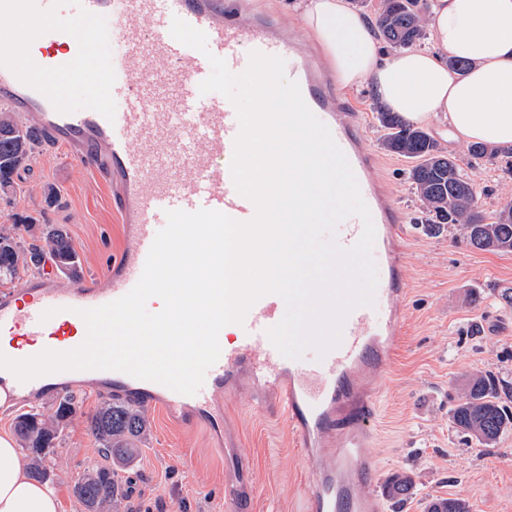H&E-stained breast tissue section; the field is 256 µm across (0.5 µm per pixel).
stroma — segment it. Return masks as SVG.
Here are the masks:
<instances>
[{"mask_svg": "<svg viewBox=\"0 0 512 512\" xmlns=\"http://www.w3.org/2000/svg\"><path fill=\"white\" fill-rule=\"evenodd\" d=\"M340 96L358 113L363 138L381 160L378 171L407 217L404 335L381 383L369 453L380 479L401 471L412 476L415 494L402 512H424L434 496L465 498L471 512H512V430L486 448L458 433L448 415L471 374L492 371L501 384H512V306L501 298L502 289L512 288V252L475 250L457 228L434 234L420 224V202L405 176L412 162L381 150L370 87ZM505 165L502 157L486 159L476 171L485 215L512 204ZM14 182L0 194V226H15L25 244L48 225L63 227L82 278L103 283L108 266L130 245L109 187L48 143L36 148ZM48 184L59 192L52 204L43 195ZM75 399L76 413L60 427L45 462L63 512H86L73 487L103 462L89 421L109 397L89 384ZM247 399L244 391L225 396L218 433L204 426L188 432L178 418L145 409L149 428L140 453L116 474L123 489L118 512H224L228 490L250 497L249 512H303L299 488L308 469L294 435L278 420L250 415Z\"/></svg>", "mask_w": 512, "mask_h": 512, "instance_id": "stroma-1", "label": "stroma"}]
</instances>
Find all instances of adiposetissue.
<instances>
[{
    "instance_id": "ef3b65f1",
    "label": "adipose tissue",
    "mask_w": 512,
    "mask_h": 512,
    "mask_svg": "<svg viewBox=\"0 0 512 512\" xmlns=\"http://www.w3.org/2000/svg\"><path fill=\"white\" fill-rule=\"evenodd\" d=\"M346 89L372 86L415 124H447L462 142L512 147V0H432L424 47L382 51L351 0H293ZM470 63L449 68V58ZM55 489L32 478L15 439L0 433V512H58Z\"/></svg>"
}]
</instances>
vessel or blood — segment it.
<instances>
[{"label": "vessel or blood", "mask_w": 512, "mask_h": 512, "mask_svg": "<svg viewBox=\"0 0 512 512\" xmlns=\"http://www.w3.org/2000/svg\"><path fill=\"white\" fill-rule=\"evenodd\" d=\"M0 17V103L25 114L37 136L62 146L70 160L108 183L111 206L131 241L110 265L105 285L79 281L62 288L46 270L1 294V353L24 359L80 346L87 334L81 310L113 302L136 285L167 211L211 209L240 222L254 217V204L238 193L231 173L240 131L235 108L199 90L212 55L236 74L246 70L254 50L289 58L305 103L349 162L383 261L372 305L351 310L339 345L321 356L291 360L276 350L266 331L282 319L285 304L269 294L243 324L233 325L196 394L100 369L26 382L0 369V388L22 402L94 383L114 400L181 417L187 428L219 429L221 395L235 392L246 378L252 414L284 420L296 437L311 472L301 491L307 512H380L378 466L367 453L378 397L367 382L385 378L402 335L404 216L385 183L372 178L377 159L364 145L361 123L347 112L321 64L293 57L292 41L278 32L275 15L241 0H0ZM176 17L206 33L209 54L171 36ZM102 23L112 30L108 67L84 35ZM136 62L143 63V74H133ZM70 83L86 88L83 105L67 92ZM362 232V220L349 217L338 225L336 241L350 248ZM47 310L52 316L45 321Z\"/></svg>", "instance_id": "1"}]
</instances>
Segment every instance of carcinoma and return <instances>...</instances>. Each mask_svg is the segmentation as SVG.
Here are the masks:
<instances>
[{
    "instance_id": "1",
    "label": "carcinoma",
    "mask_w": 512,
    "mask_h": 512,
    "mask_svg": "<svg viewBox=\"0 0 512 512\" xmlns=\"http://www.w3.org/2000/svg\"><path fill=\"white\" fill-rule=\"evenodd\" d=\"M422 0H383L375 22L377 35L393 47H410L424 40ZM378 122L384 134L382 148L416 161L407 172L412 189L423 204L420 222L438 231L457 226L474 249L488 252H512V207L501 209L487 221L478 210L475 180L464 174L455 156L441 149L423 128L415 126L395 112L378 110ZM35 135L9 109H0V192L14 188V175L33 159ZM472 160L499 156L512 158V151L475 143L469 148ZM51 256L67 276H79L78 254L67 233L57 227L43 233L40 243L27 246L16 241L13 231L0 227V277L13 278L21 271L38 268ZM76 411L74 398L59 402L54 417L44 420L36 414L16 418L15 429L30 452V468L39 478L47 477V450L56 447L59 424ZM453 427L486 448L495 446L500 436L512 429V408L502 401V391L494 375L479 372L469 376L463 393L451 410ZM90 430L99 443L104 464L83 475L74 485V493L89 512H114L119 490L114 468L127 465L138 449V441L147 431L145 417L136 409L107 403L90 420ZM413 480L407 473L392 475L385 484L386 496L400 503L413 494ZM425 512H470L467 500L436 496L428 500Z\"/></svg>"
}]
</instances>
